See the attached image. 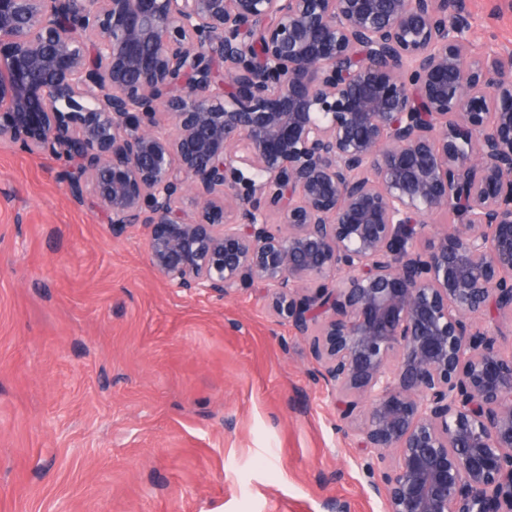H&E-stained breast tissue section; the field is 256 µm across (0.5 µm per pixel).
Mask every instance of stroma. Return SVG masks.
Wrapping results in <instances>:
<instances>
[{
    "label": "stroma",
    "instance_id": "stroma-1",
    "mask_svg": "<svg viewBox=\"0 0 512 512\" xmlns=\"http://www.w3.org/2000/svg\"><path fill=\"white\" fill-rule=\"evenodd\" d=\"M512 54V0H468ZM63 160L0 139V512H385L302 336L245 285L170 287Z\"/></svg>",
    "mask_w": 512,
    "mask_h": 512
}]
</instances>
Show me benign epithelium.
I'll list each match as a JSON object with an SVG mask.
<instances>
[{
  "mask_svg": "<svg viewBox=\"0 0 512 512\" xmlns=\"http://www.w3.org/2000/svg\"><path fill=\"white\" fill-rule=\"evenodd\" d=\"M469 32L466 0H0V138L171 287L261 286L387 512H512V56Z\"/></svg>",
  "mask_w": 512,
  "mask_h": 512,
  "instance_id": "7a95c632",
  "label": "benign epithelium"
}]
</instances>
